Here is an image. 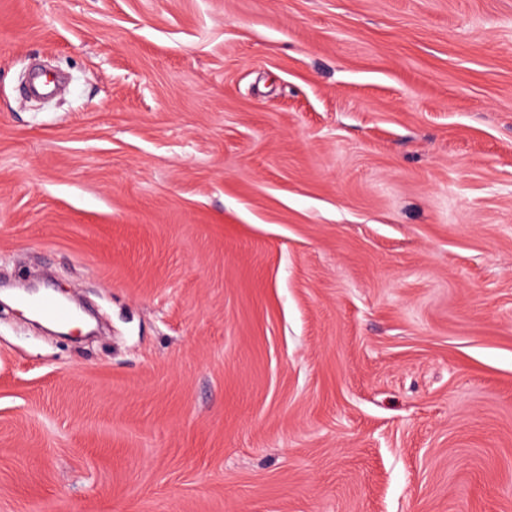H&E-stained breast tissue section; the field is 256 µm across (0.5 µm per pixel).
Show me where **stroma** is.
Here are the masks:
<instances>
[{
    "instance_id": "35a3bbf8",
    "label": "stroma",
    "mask_w": 512,
    "mask_h": 512,
    "mask_svg": "<svg viewBox=\"0 0 512 512\" xmlns=\"http://www.w3.org/2000/svg\"><path fill=\"white\" fill-rule=\"evenodd\" d=\"M45 275L100 330L0 308V512H512V0H0Z\"/></svg>"
}]
</instances>
